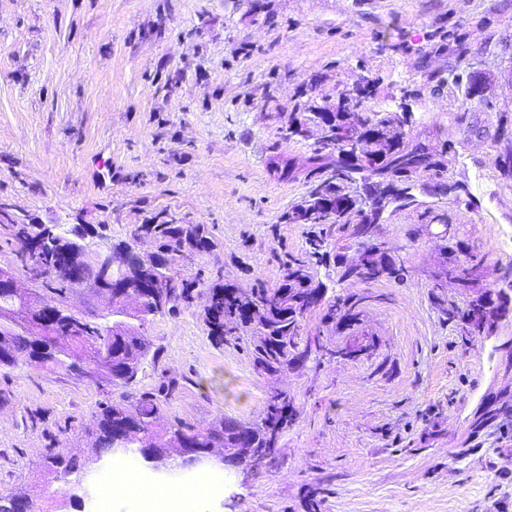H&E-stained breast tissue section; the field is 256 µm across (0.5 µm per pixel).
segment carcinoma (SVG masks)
I'll list each match as a JSON object with an SVG mask.
<instances>
[{"mask_svg":"<svg viewBox=\"0 0 512 512\" xmlns=\"http://www.w3.org/2000/svg\"><path fill=\"white\" fill-rule=\"evenodd\" d=\"M369 85H364L351 102L336 106L325 113L321 108L304 103L303 118L289 125L285 137L295 138V127L308 130V125L323 127L325 135L318 140L305 162V179L310 183L306 206L285 216L290 224H326L346 226L345 217L353 214L350 237L360 238L372 231L384 218L392 203L409 206L417 202L415 176L427 173L437 179V186L454 194L456 201L469 196L466 186L458 181L442 182L444 157L454 149L452 142L433 145L421 140H406L402 118L392 112H382L368 105ZM357 110V123L363 134H377L375 141L364 142L359 153L346 158H333L336 152V129L350 122V110ZM363 182V193L354 194L350 185ZM70 232L85 237V229L74 225L65 228H43L31 232L28 225L17 231L18 254L21 262L38 277L54 282L53 290L61 298L75 288L65 276L63 267L71 257L82 267L84 277L97 284L96 292L108 294L101 311L82 317V335L72 336L69 321L76 319L62 304L45 298L32 288L23 295L0 290V305L11 309L0 313V368L15 367L19 361L42 367L50 372H64L84 378V370L96 372L94 385L129 388L149 361H154L156 349L144 336L143 326L150 318L171 313L179 307H189L197 298L196 281L177 279L169 271L171 254L201 253L213 247L210 230L205 224H139L137 235L152 237L157 250L146 263H134L127 246L113 247L116 265L112 273L126 283L127 288L116 293L113 280L100 274L94 264L92 249L74 252L73 242L65 235ZM307 258L286 256L282 260V279L273 290L255 288L240 293L224 285H215L205 296L203 316L209 336L218 344L224 342L226 326L233 324L254 333L250 354L254 366L269 375L280 373L295 361L305 360L308 348L301 347V321L312 308L321 304L327 294L322 281L311 273V264L336 259L341 277L363 283L384 277L402 279L404 265L386 254L381 246L364 251L359 264L345 266L340 254L330 255L328 234L313 231L306 238ZM477 265L456 275L459 287L467 291L460 303L448 309L449 318L467 323L479 335L490 331L493 320L512 314V297L500 289H480L469 294L476 280ZM154 277L171 287L159 289L157 296L137 295V282ZM359 300L340 295L333 298L326 318L341 326H351L358 320ZM171 393L170 384H162L155 393L120 400H105L97 405L92 424L86 428L91 444L80 454L51 451L44 457L41 468L44 481L41 496L54 499L59 495L80 504L87 495L86 478L94 472L95 462L112 456L117 448L132 449L131 455L141 457L152 453L166 462L180 453L184 443L202 451L216 452L232 460V466L248 465L253 451L277 447L280 435L292 424L296 409L287 396L276 395L269 400L261 415L248 423L220 419L210 426H196L180 419H164L163 405ZM11 494L10 512H41L33 496L13 488H1Z\"/></svg>","mask_w":512,"mask_h":512,"instance_id":"cac0c4a2","label":"carcinoma"}]
</instances>
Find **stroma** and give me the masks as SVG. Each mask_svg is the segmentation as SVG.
<instances>
[{"label": "stroma", "instance_id": "stroma-1", "mask_svg": "<svg viewBox=\"0 0 512 512\" xmlns=\"http://www.w3.org/2000/svg\"><path fill=\"white\" fill-rule=\"evenodd\" d=\"M449 30L460 50L443 46ZM479 68L489 101L466 97L458 72ZM370 104L411 114L412 137L452 141L446 164L473 205L419 195L388 208L376 242L403 261V281H335L329 296L361 297L347 329L307 312L313 350L278 376L258 372L252 337L215 344L201 303L144 326L158 349L134 393L164 382L168 418L206 425L254 419L274 392L297 410L277 463L207 512H512V316L477 336L448 318L462 290L441 276L434 215L481 261L478 284L503 287L512 255V178L493 139L512 123V0H0V267L35 282L17 256L13 222L81 225L96 247L156 246L133 236L159 214L208 225L214 245L172 273L240 291L278 287L283 253L303 255L308 225L302 164L313 139H285L295 105L335 109L364 83ZM112 163L102 182L96 158ZM358 346L353 357L320 348ZM119 390L24 365L0 369V485L35 483L49 449L77 451L99 401Z\"/></svg>", "mask_w": 512, "mask_h": 512}]
</instances>
